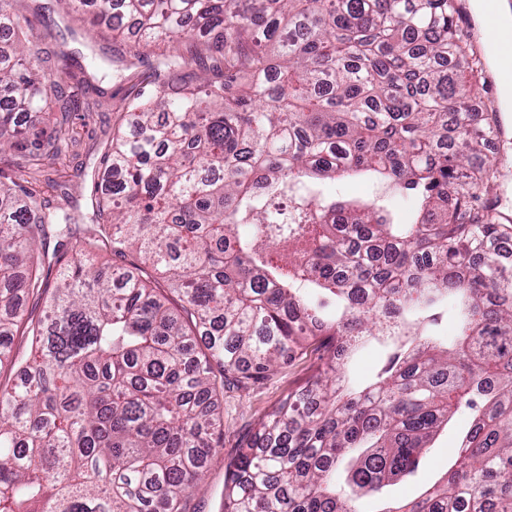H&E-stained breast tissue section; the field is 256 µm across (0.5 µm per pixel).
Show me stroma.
I'll return each instance as SVG.
<instances>
[{
  "label": "stroma",
  "instance_id": "obj_1",
  "mask_svg": "<svg viewBox=\"0 0 512 512\" xmlns=\"http://www.w3.org/2000/svg\"><path fill=\"white\" fill-rule=\"evenodd\" d=\"M23 4L35 8L37 17L32 18L28 38L32 45L52 52H72L91 49L94 56L106 62L111 73L110 98L104 99L90 123L93 138L83 139L77 160L71 161L67 170L70 190L79 193L84 184L78 176L79 167L95 170L99 157L112 139V127L121 111L125 97L146 89L147 64L130 58L119 61L121 36L112 32L88 34L82 25L66 15L59 0H22ZM489 157L496 169L494 191L500 211L512 216V135L502 142L500 148L491 151ZM327 194L345 199L372 198L389 205L399 219L411 216L412 202L397 195L387 181L370 176L346 178L326 184ZM317 351H309L304 358L291 364L275 368L268 377L256 384L232 387L224 392V446L210 463L206 477L190 489L186 499V512H219L224 492V472L235 456L241 442L255 427L262 416L271 412L282 394L290 389L305 386L313 375L319 360ZM469 422L467 414L461 413L441 432L427 454L416 478L389 488L383 495L359 501L360 512H382L383 508L419 496L448 470L453 463V451L460 434Z\"/></svg>",
  "mask_w": 512,
  "mask_h": 512
}]
</instances>
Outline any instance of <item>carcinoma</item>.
Segmentation results:
<instances>
[{
    "label": "carcinoma",
    "instance_id": "obj_1",
    "mask_svg": "<svg viewBox=\"0 0 512 512\" xmlns=\"http://www.w3.org/2000/svg\"><path fill=\"white\" fill-rule=\"evenodd\" d=\"M16 2L0 0V368L23 378L0 382V512H184L223 447L224 380L311 342L321 363L227 465L222 512H358L460 411L454 464L396 512H512V225L481 199L495 123L468 105L452 0H59L91 29L129 23L135 59L164 47L89 214L68 181L23 174L77 143V94L39 72L93 62L27 48ZM51 103V130L17 123ZM367 172L415 222L318 189ZM46 268L57 285L27 316L17 291L45 292ZM452 303L448 342L432 326ZM370 340L385 363L354 387L344 361Z\"/></svg>",
    "mask_w": 512,
    "mask_h": 512
}]
</instances>
